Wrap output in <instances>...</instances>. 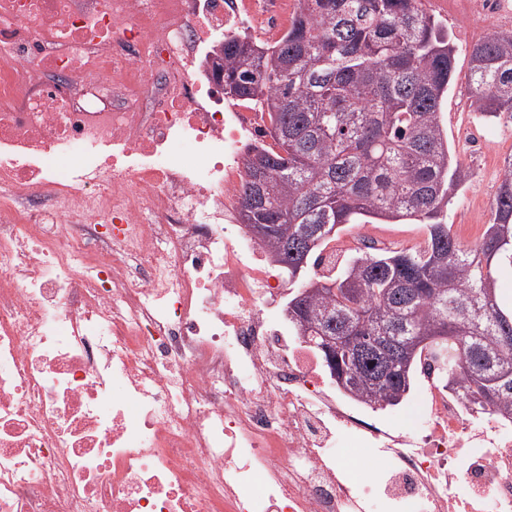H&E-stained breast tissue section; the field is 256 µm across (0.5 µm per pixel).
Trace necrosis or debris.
Segmentation results:
<instances>
[{
	"mask_svg": "<svg viewBox=\"0 0 512 512\" xmlns=\"http://www.w3.org/2000/svg\"><path fill=\"white\" fill-rule=\"evenodd\" d=\"M243 13L0 0V512H512L495 409L434 369L370 419L279 317L211 64Z\"/></svg>",
	"mask_w": 512,
	"mask_h": 512,
	"instance_id": "necrosis-or-debris-1",
	"label": "necrosis or debris"
}]
</instances>
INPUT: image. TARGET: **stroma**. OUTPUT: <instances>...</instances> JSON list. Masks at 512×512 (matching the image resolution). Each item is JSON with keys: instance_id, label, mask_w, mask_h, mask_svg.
<instances>
[{"instance_id": "stroma-1", "label": "stroma", "mask_w": 512, "mask_h": 512, "mask_svg": "<svg viewBox=\"0 0 512 512\" xmlns=\"http://www.w3.org/2000/svg\"><path fill=\"white\" fill-rule=\"evenodd\" d=\"M422 8L441 20L457 48L456 86L443 105L448 143L473 173L471 181L448 211V221L458 238L467 244L482 235L491 213L504 157L512 154V124L492 126L479 122L468 100V50L473 39L512 30V0H493L486 16L474 15L469 0H422ZM297 0L282 6L281 0H246L251 23L249 34L271 43L285 32V25L268 26L267 19L281 10L296 13Z\"/></svg>"}]
</instances>
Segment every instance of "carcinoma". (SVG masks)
I'll return each mask as SVG.
<instances>
[{"mask_svg": "<svg viewBox=\"0 0 512 512\" xmlns=\"http://www.w3.org/2000/svg\"><path fill=\"white\" fill-rule=\"evenodd\" d=\"M419 0H300L288 30L245 56L246 33L224 36V94L267 115L272 143L246 153L237 211L250 224H274L262 242L278 253L292 282L286 305L310 296L300 329L318 356L325 336H417L410 358L375 350L357 366H387L401 381L346 392L374 408L399 404L424 355L442 363L448 387L473 408H496L512 423V310L499 295V271L512 268V157L482 238L458 240L445 208L472 172L448 145L442 106L452 87L456 47ZM473 111L486 123H512V32L478 38L469 51ZM359 218L422 224L418 248H378L371 240L344 266L307 276L329 242ZM314 243L306 253L297 244Z\"/></svg>", "mask_w": 512, "mask_h": 512, "instance_id": "obj_1", "label": "carcinoma"}]
</instances>
